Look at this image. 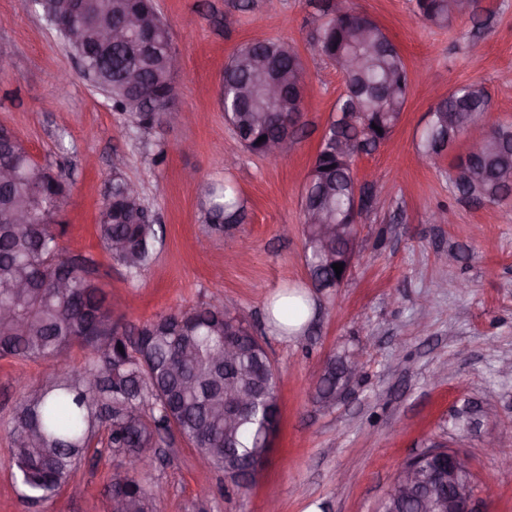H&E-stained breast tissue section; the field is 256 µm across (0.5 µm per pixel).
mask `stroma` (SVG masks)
Returning <instances> with one entry per match:
<instances>
[{
	"instance_id": "35a3bbf8",
	"label": "stroma",
	"mask_w": 512,
	"mask_h": 512,
	"mask_svg": "<svg viewBox=\"0 0 512 512\" xmlns=\"http://www.w3.org/2000/svg\"><path fill=\"white\" fill-rule=\"evenodd\" d=\"M182 57L176 108L187 118L145 131L127 125L79 71L42 15L0 0V127L24 141L35 162L64 169L65 252L92 256L115 316L134 324L221 297L266 346L278 376L280 424L263 476L247 490L201 469L185 441L163 447L151 471L167 493L157 512H378L398 469L443 441L471 464L478 512H512V195L477 206L448 175L466 151L458 142L426 160L417 151L430 109L456 87L480 83L486 123H512V0H478L469 18L425 23L414 0H351L400 49L410 89L391 138L356 157L372 180L360 258L337 288L311 287L301 196L326 123L344 92L336 66L313 49L333 0H154ZM291 43L304 65L306 98L296 149L272 159L233 136L220 102L224 66L255 35ZM136 183L162 239L138 278L113 262L96 224L114 171ZM246 201L248 220L207 233L201 203L210 184ZM448 208L450 224L432 215ZM460 259L443 264L442 252ZM304 297L295 329L272 318L281 294ZM364 359L350 393L330 409L313 399L326 358ZM48 362L0 359V512H108L104 487L117 464L92 445L52 500H21L9 455V421L21 392L39 386Z\"/></svg>"
}]
</instances>
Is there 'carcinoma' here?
<instances>
[{"label":"carcinoma","instance_id":"1","mask_svg":"<svg viewBox=\"0 0 512 512\" xmlns=\"http://www.w3.org/2000/svg\"><path fill=\"white\" fill-rule=\"evenodd\" d=\"M465 11L458 0H415L416 12L432 26L447 27L458 16L480 23L477 0H468ZM140 13L154 28L155 47L138 61L123 44L112 45L108 63L90 73L107 88L112 107L137 129H148L166 120L167 96L175 92V73L167 68L172 42L168 24L156 16L151 0H87L84 38L98 37L103 17L118 22L127 13ZM372 49L367 65L344 72L346 93L328 121L311 171L316 197L303 196V210L322 212L334 224L349 213L357 150L368 154L370 129L387 141L403 112L409 93L408 69L399 48L383 28L366 16H330L321 25L314 49L334 62L350 50ZM238 55L257 56L268 69L242 70L230 61L224 69V95L237 102L224 115L237 140L249 151L266 155L268 142L280 136L289 122L302 114L280 111V103L263 93V86L277 72L303 75L293 46L280 40H253ZM489 112L485 87L462 85L448 92L435 108L430 127L420 137L419 153L428 159L441 155L440 141L455 143L458 132L481 121ZM380 130L373 129V126ZM266 137L263 142L258 138ZM20 176L0 185V211H30L42 201L40 224L0 223V358L51 361L56 369L46 383L22 392L10 421L11 462L23 498L49 501L72 479L85 460L100 430L112 455L121 459L106 483L112 512H156L164 495L152 483L147 467L149 453L180 438L197 450L208 468L224 474L239 490L248 488L246 470L256 463L265 433L270 404L277 402V383L259 364L262 351L251 339L249 327L224 312L223 303H206L189 310L161 313L139 327H129L112 316V302L99 286L96 261L87 255L65 256L60 239L61 220L68 192L61 189L67 175L53 172L24 154L18 155ZM474 181L450 180L466 196L480 191L495 203L512 194V124L492 126L480 155L469 160ZM130 182L117 172L102 204L98 238L132 278L153 262L158 241L157 225L145 219L142 197L131 200ZM203 223L209 231H225L242 224L247 207L225 187L205 190ZM305 261L315 285L336 287V253L350 248L349 240L331 244L324 255L312 229L304 227ZM69 277L65 288L49 282L51 275ZM234 335L240 355L231 370L240 387L266 389L254 411L238 419L230 432L224 429V337ZM89 352L84 367L66 363L74 346ZM123 350H118V347ZM336 357L323 365L316 386V400L323 408L336 388Z\"/></svg>","mask_w":512,"mask_h":512}]
</instances>
